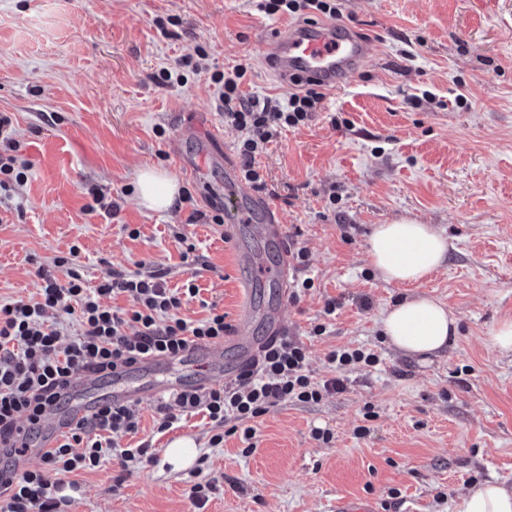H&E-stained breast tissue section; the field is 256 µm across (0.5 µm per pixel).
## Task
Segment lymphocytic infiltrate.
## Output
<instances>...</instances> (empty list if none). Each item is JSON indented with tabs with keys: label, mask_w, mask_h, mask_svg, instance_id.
Returning <instances> with one entry per match:
<instances>
[{
	"label": "lymphocytic infiltrate",
	"mask_w": 512,
	"mask_h": 512,
	"mask_svg": "<svg viewBox=\"0 0 512 512\" xmlns=\"http://www.w3.org/2000/svg\"><path fill=\"white\" fill-rule=\"evenodd\" d=\"M258 9L268 16L341 14L336 0H259ZM248 69V64L240 63L214 73L213 80L223 87L224 124L239 134L241 176L262 190L266 180L257 156L283 130L309 121L325 94L319 84L309 81L281 101L247 96L240 85ZM30 167L14 136L11 117L0 113V191L23 186ZM38 274L43 281L39 300L0 304V512H61L67 501L58 496L49 473L91 471L115 458L124 464L154 460L148 443L116 446L115 437L137 433L138 420L133 406L107 402L64 433L56 447L43 455L40 468L16 469L15 459L39 437L44 416L66 400L78 374L91 371L109 377L141 358L177 355L199 343L223 340L231 330L213 302L206 304L204 318L181 317L184 296H197L199 290L192 285L183 293L169 288L161 269L113 271L92 288L75 270L69 271L64 283L49 270L39 269ZM120 295L130 300V308L109 306V299ZM55 307L80 328L69 343L61 341L63 323L46 319L47 309ZM327 361L333 376L316 379L308 369L306 347L280 339L267 348L257 371L235 383L191 388L161 401L155 424L165 432L176 428L183 417L201 412L219 428L231 422L250 423L279 403L317 402L324 395L342 392L345 380L340 370L376 364L377 357L340 348L331 351Z\"/></svg>",
	"instance_id": "lymphocytic-infiltrate-1"
}]
</instances>
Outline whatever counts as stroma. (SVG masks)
Masks as SVG:
<instances>
[{
  "mask_svg": "<svg viewBox=\"0 0 512 512\" xmlns=\"http://www.w3.org/2000/svg\"><path fill=\"white\" fill-rule=\"evenodd\" d=\"M339 3L337 26L370 44L366 64L258 161L264 197L308 250L298 276L314 282L283 309L289 337L319 378L339 347L371 350L378 364L347 368L346 390L320 402L270 408L253 424L249 454L238 433L209 447L212 424L199 414L157 433L155 402L139 404L137 434L119 443L151 441L156 461L56 475L67 512H325L339 494L376 498L380 512H453L473 485L512 489V353L491 343L512 320V0ZM289 22L255 0H0V113L31 163L0 212V302L35 298L39 268L65 279L54 261L75 245L89 286L141 262L169 269V287L194 282L185 318L204 317L207 300L236 323L245 282L255 310L274 304L262 271L277 266V249L252 241L254 262L236 263L222 227L187 217L225 206L224 163L207 140L232 148L238 137L212 74L247 60L244 94L286 98L264 43ZM197 50L204 71L166 80ZM146 165L192 202L178 213L139 205L135 174ZM94 187L117 203L115 215L86 211ZM402 218L434 225L451 244L446 264L418 284L383 282L368 254L374 227ZM412 295L440 299L457 318L443 354L388 346L382 314ZM332 298L341 305L328 316ZM182 437L198 457L178 467L166 450ZM198 482L215 487L200 508L190 499Z\"/></svg>",
  "mask_w": 512,
  "mask_h": 512,
  "instance_id": "35a3bbf8",
  "label": "stroma"
}]
</instances>
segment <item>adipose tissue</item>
I'll use <instances>...</instances> for the list:
<instances>
[{
	"mask_svg": "<svg viewBox=\"0 0 512 512\" xmlns=\"http://www.w3.org/2000/svg\"><path fill=\"white\" fill-rule=\"evenodd\" d=\"M136 197L153 211L169 210L179 187L166 172L147 167L135 176ZM369 256L381 280L417 282L448 259V240L432 225L400 219L377 225L369 239ZM389 344L406 355L434 354L447 349L457 333V320L440 300L415 295L396 302L382 316ZM454 512H512V490L485 482L458 497Z\"/></svg>",
	"mask_w": 512,
	"mask_h": 512,
	"instance_id": "ef3b65f1",
	"label": "adipose tissue"
}]
</instances>
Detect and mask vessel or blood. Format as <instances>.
I'll return each mask as SVG.
<instances>
[{
    "label": "vessel or blood",
    "instance_id": "b4317fda",
    "mask_svg": "<svg viewBox=\"0 0 512 512\" xmlns=\"http://www.w3.org/2000/svg\"><path fill=\"white\" fill-rule=\"evenodd\" d=\"M368 48V42L355 34L340 31L331 23L310 27L294 25L281 28L267 44L266 61L282 82H289L294 76L301 75L333 91L366 61ZM247 203L251 208L266 211V220L260 225L259 233L281 251V262L273 273L278 284V300L264 315L265 323L277 330L282 325L281 311L289 300L294 277L288 227L277 222L274 214L269 213V204L265 199L252 196ZM253 318L252 307L242 305L235 335L227 337L223 342L191 347L185 353L168 360L167 372H158L156 359L139 361L137 369L144 380L138 385H131L125 372L115 373L112 377L113 403L136 404L179 393L185 387L184 376L188 373L194 376L196 386L202 387L211 384L219 376L232 380L238 368L256 369L258 356L250 331ZM228 345L237 349L241 359L239 367H225L224 348ZM95 383V375L87 372L81 373L73 381L68 406L54 409L47 415V432L35 450L36 455H43L52 448L59 432L94 413L95 404L88 392ZM327 512H378V507L376 499L371 497L340 496L328 506Z\"/></svg>",
    "mask_w": 512,
    "mask_h": 512
}]
</instances>
